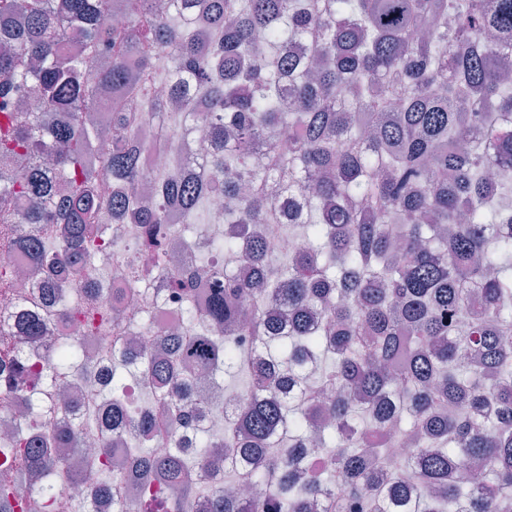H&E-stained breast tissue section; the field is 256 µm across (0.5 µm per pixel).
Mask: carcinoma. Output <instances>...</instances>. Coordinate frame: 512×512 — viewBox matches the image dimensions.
Listing matches in <instances>:
<instances>
[{
    "label": "carcinoma",
    "mask_w": 512,
    "mask_h": 512,
    "mask_svg": "<svg viewBox=\"0 0 512 512\" xmlns=\"http://www.w3.org/2000/svg\"><path fill=\"white\" fill-rule=\"evenodd\" d=\"M28 24L0 29V156L45 154L21 180L0 185V225L18 219L6 199L30 201L35 232L16 243L62 270L111 249L98 224H160L189 217L206 198L194 168L171 178L152 207L129 194L101 201L100 175L134 191L145 148L112 129L102 153L88 128L102 91L133 96L153 137L178 140L153 98L157 61L171 66L172 98L203 123L209 162L224 168V235L202 261L224 257V286L187 319L191 336H159L148 356L120 348L97 423L128 426L131 461L111 449L90 465L110 478L89 487L112 512H193L199 472L249 484L216 491L211 512H512V0H28ZM122 14L128 26H111ZM87 45L112 46L96 82L59 52L65 25ZM302 52L281 56L290 43ZM37 94L41 115L10 97ZM304 240L270 248L266 226ZM240 260L245 279L231 275ZM126 313L112 310L117 345ZM86 364L70 336L20 374L43 384ZM247 382L224 430L197 432L181 408L222 399V377ZM139 403L127 402L132 382ZM77 404L43 406L11 446L7 473L44 476L25 499L0 478V512H53L63 467L81 458L70 425ZM155 433L172 447L149 449ZM409 448L397 457L393 449Z\"/></svg>",
    "instance_id": "cac0c4a2"
}]
</instances>
